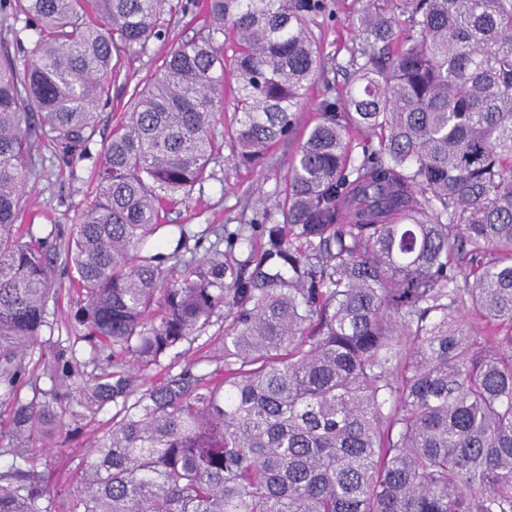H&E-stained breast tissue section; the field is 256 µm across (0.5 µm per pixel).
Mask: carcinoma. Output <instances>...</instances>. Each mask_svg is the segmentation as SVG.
<instances>
[{"label":"carcinoma","instance_id":"1","mask_svg":"<svg viewBox=\"0 0 512 512\" xmlns=\"http://www.w3.org/2000/svg\"><path fill=\"white\" fill-rule=\"evenodd\" d=\"M8 7L37 38L23 67L0 63V512H512V0H364L349 92L327 88L254 269L218 249L250 226L178 281L139 251L209 177L224 79L235 157L253 163L324 72L309 25L325 0H206L207 36L174 48L112 129L65 246L90 358L58 347L39 402L18 398L52 278L43 241L17 223L31 142L46 128L56 157L84 154L117 53L186 6ZM351 128L378 146L355 152ZM222 306L216 369L190 363L132 398ZM85 375L75 406L58 404L57 386ZM110 404L76 483L52 486L28 449Z\"/></svg>","mask_w":512,"mask_h":512}]
</instances>
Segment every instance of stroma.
<instances>
[{"label":"stroma","mask_w":512,"mask_h":512,"mask_svg":"<svg viewBox=\"0 0 512 512\" xmlns=\"http://www.w3.org/2000/svg\"><path fill=\"white\" fill-rule=\"evenodd\" d=\"M190 12L180 23L162 21L165 37L151 40L147 48L122 51L119 72L112 85V93L120 95L123 87L144 84L157 70L162 58L172 46L196 41L208 33L204 13L197 0H188ZM329 14L312 23L316 45L325 62V75L312 80L306 91L303 105L297 114L296 130L292 137L281 140L269 151L258 165L240 163L234 156L230 134L237 125L234 80H227L224 99L210 127L212 137L223 148L209 164L212 176L195 186L189 197L169 209L163 226L143 246L141 253L151 256L157 253H173L179 238H186L184 255L186 262L174 268L172 275L183 278L197 266L207 261L215 240V229H236L243 224L261 220L263 214H271L274 221H281L279 204L283 198L285 176L303 136L316 125L321 114L317 104L326 86L347 91L348 79L338 65L346 58V45L353 38L352 22L361 7V0H327ZM35 38L24 16L12 15L0 10V58L10 57L22 62L23 51L31 47ZM104 103L101 119L87 144L84 155L64 162L59 160L45 140L34 141L31 150L32 175L26 186L19 221L31 225L35 237L41 238L52 259V292L48 302L50 326L44 329L40 345L29 358L31 372L38 375L37 385H24L18 392L22 401L40 400L43 390L51 382L45 370L57 348L59 329L67 323L75 311L70 289L69 272L65 267L64 244L78 217L94 198L93 172L99 164L104 149L111 138L112 127L118 117L116 103ZM228 321L223 311H216L202 337L191 344L188 353L166 357L165 363L172 373H179L186 364H194L196 371L213 370L208 357L212 350L207 339L224 334ZM114 407H107L94 418L66 421L47 436L46 447H38L34 455L41 464H50L58 482L72 484L83 457L88 436L94 429L108 428L112 423Z\"/></svg>","instance_id":"35a3bbf8"}]
</instances>
